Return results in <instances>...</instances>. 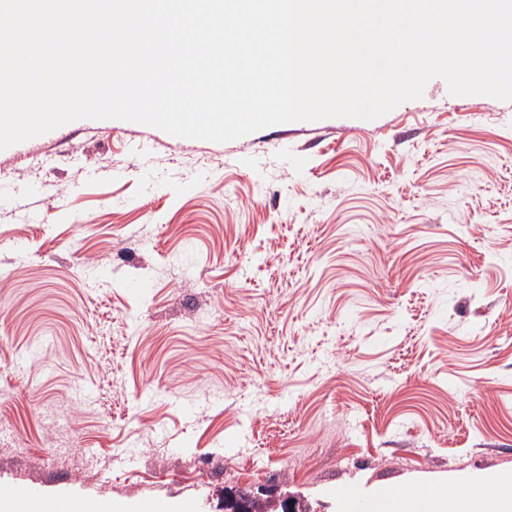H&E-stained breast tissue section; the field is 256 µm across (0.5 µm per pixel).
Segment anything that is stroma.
Listing matches in <instances>:
<instances>
[{
	"instance_id": "1",
	"label": "stroma",
	"mask_w": 512,
	"mask_h": 512,
	"mask_svg": "<svg viewBox=\"0 0 512 512\" xmlns=\"http://www.w3.org/2000/svg\"><path fill=\"white\" fill-rule=\"evenodd\" d=\"M0 487L342 512L512 472V101L0 151ZM234 492H236V500L240 506L238 508H233L230 511L237 509L270 511L272 508L273 511H277L280 508L281 512H292V510H299L294 496L289 495L288 493L279 495L278 497L262 499L257 496L250 488L239 487L236 488ZM266 502L272 504L273 507L267 506Z\"/></svg>"
}]
</instances>
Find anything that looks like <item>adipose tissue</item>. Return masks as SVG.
Segmentation results:
<instances>
[{
    "label": "adipose tissue",
    "mask_w": 512,
    "mask_h": 512,
    "mask_svg": "<svg viewBox=\"0 0 512 512\" xmlns=\"http://www.w3.org/2000/svg\"><path fill=\"white\" fill-rule=\"evenodd\" d=\"M491 494L476 499L471 491L448 492L446 487H424L412 496L402 498L397 512H512V475L504 473L489 479ZM84 497L69 499L47 498L31 494L29 489L0 490V512H62V504H70L73 512H80Z\"/></svg>",
    "instance_id": "ef3b65f1"
}]
</instances>
